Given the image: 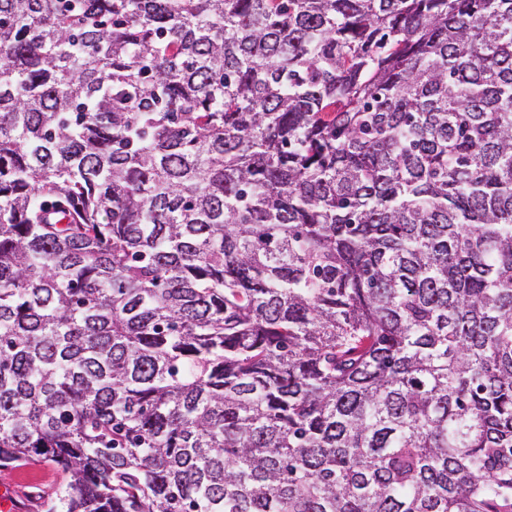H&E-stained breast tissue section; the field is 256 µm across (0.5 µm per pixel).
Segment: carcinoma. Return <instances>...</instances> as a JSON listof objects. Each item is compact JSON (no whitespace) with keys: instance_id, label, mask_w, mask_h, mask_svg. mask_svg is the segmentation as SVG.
Returning <instances> with one entry per match:
<instances>
[{"instance_id":"cac0c4a2","label":"carcinoma","mask_w":512,"mask_h":512,"mask_svg":"<svg viewBox=\"0 0 512 512\" xmlns=\"http://www.w3.org/2000/svg\"><path fill=\"white\" fill-rule=\"evenodd\" d=\"M46 512H512V0H0V467ZM66 484L61 469L52 464L35 462L26 466L0 467V489L1 486H19L32 508L29 512H43L44 504L54 501Z\"/></svg>"}]
</instances>
